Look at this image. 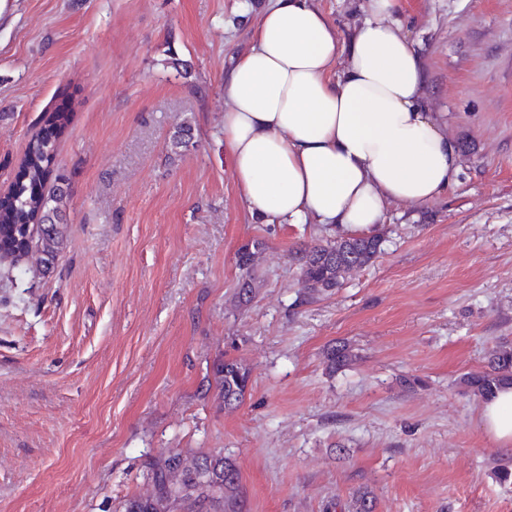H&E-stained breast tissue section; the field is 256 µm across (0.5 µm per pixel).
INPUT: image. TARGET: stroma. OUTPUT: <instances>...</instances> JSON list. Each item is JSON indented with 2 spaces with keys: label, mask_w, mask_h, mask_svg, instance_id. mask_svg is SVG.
I'll use <instances>...</instances> for the list:
<instances>
[{
  "label": "stroma",
  "mask_w": 512,
  "mask_h": 512,
  "mask_svg": "<svg viewBox=\"0 0 512 512\" xmlns=\"http://www.w3.org/2000/svg\"><path fill=\"white\" fill-rule=\"evenodd\" d=\"M267 2L7 0L1 190L42 111L71 116L64 244L0 286V512H122L164 448L223 453L244 512H326L362 487L375 512H512V454L461 384L512 342V0H404L461 171L430 205L389 204L377 258L311 299L292 257L333 230L255 220L221 133L224 73ZM338 340L356 359L329 376ZM220 359L251 369L234 409L200 389ZM261 243L253 241L242 245L237 252V266L241 273L242 284L239 295H248L253 292L251 281L253 278L255 250L261 248Z\"/></svg>",
  "instance_id": "stroma-1"
}]
</instances>
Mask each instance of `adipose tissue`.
<instances>
[{
    "label": "adipose tissue",
    "mask_w": 512,
    "mask_h": 512,
    "mask_svg": "<svg viewBox=\"0 0 512 512\" xmlns=\"http://www.w3.org/2000/svg\"><path fill=\"white\" fill-rule=\"evenodd\" d=\"M401 8L366 0L342 43L316 0H269L224 76V145L253 218L362 231L390 203L426 206L456 183L460 149L425 105ZM480 421L512 448L511 386L482 401Z\"/></svg>",
    "instance_id": "obj_1"
}]
</instances>
